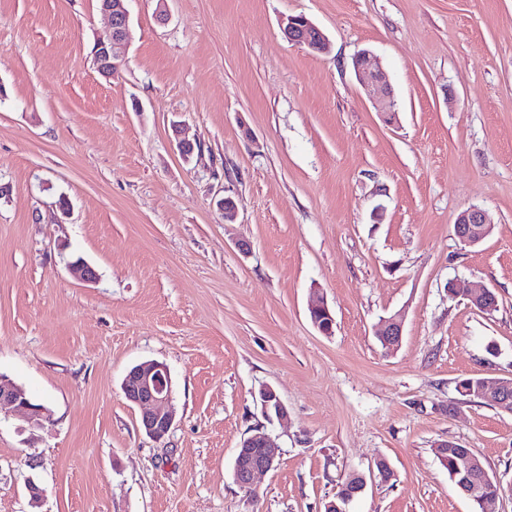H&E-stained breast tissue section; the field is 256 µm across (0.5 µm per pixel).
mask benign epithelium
<instances>
[{"instance_id":"1","label":"benign epithelium","mask_w":512,"mask_h":512,"mask_svg":"<svg viewBox=\"0 0 512 512\" xmlns=\"http://www.w3.org/2000/svg\"><path fill=\"white\" fill-rule=\"evenodd\" d=\"M130 0H99L101 11L110 20L111 34L107 40L99 41L93 49V62L102 77L111 79L119 73L132 41V23L129 9ZM281 32L288 42L306 46L319 52L328 49L329 41L325 33L304 15H290L281 20ZM353 68L359 81L367 88L377 91L380 111L386 119H396L394 93L387 84L383 73L372 67L368 51L358 53L353 59ZM456 237L467 246H474L484 240L492 231L486 223L484 213L478 208H470L459 214L454 225ZM466 299L482 311H491L495 305L490 288L481 281L469 284L464 293ZM376 336L383 342V348L396 350L402 341V320L397 316L381 320ZM512 380H485L478 387L476 397L490 401L501 409L512 406ZM122 390L128 402L140 409L139 427L149 437L165 438L173 425L175 411L172 404L171 378L165 364L147 360L134 365L126 373ZM260 404L267 417L285 419L288 412L276 391L264 387L260 391ZM21 412L31 427L41 428L50 421L49 409L30 400L25 389L0 375V409ZM277 466L276 444L272 436L261 430L253 431L244 438L236 450L233 476L243 489L251 490L255 478ZM462 484L468 493L480 490V483L492 480L489 471L474 453L462 460Z\"/></svg>"}]
</instances>
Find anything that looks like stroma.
I'll return each instance as SVG.
<instances>
[{
	"mask_svg": "<svg viewBox=\"0 0 512 512\" xmlns=\"http://www.w3.org/2000/svg\"><path fill=\"white\" fill-rule=\"evenodd\" d=\"M167 6L161 24L156 0H132L107 80L98 0H0V374L51 412L39 429L0 417V512H324L381 458L393 480L347 512H472L443 440L485 462L512 512V413L458 391L512 380V0ZM299 14L328 52L283 37ZM363 49L397 124L354 73ZM181 137L200 152L183 158ZM471 207L494 230L467 246L454 224ZM452 280L484 281L497 308L449 297ZM398 312L388 353L376 328ZM144 360L171 376L160 441L122 392ZM264 386L287 420L263 414ZM257 429L279 462L249 492L233 462Z\"/></svg>",
	"mask_w": 512,
	"mask_h": 512,
	"instance_id": "1",
	"label": "stroma"
}]
</instances>
